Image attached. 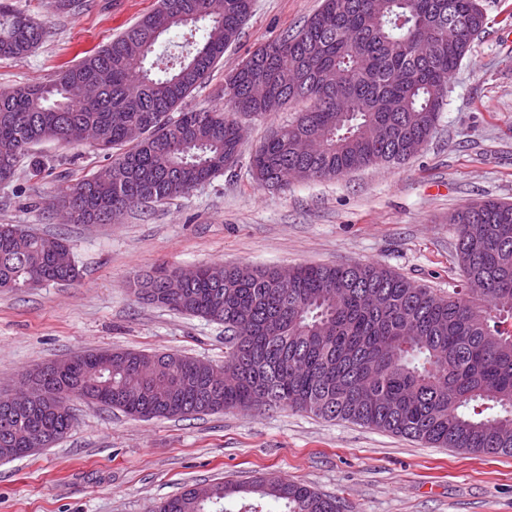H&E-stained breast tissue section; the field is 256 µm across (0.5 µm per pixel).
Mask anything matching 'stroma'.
<instances>
[{
  "label": "stroma",
  "mask_w": 512,
  "mask_h": 512,
  "mask_svg": "<svg viewBox=\"0 0 512 512\" xmlns=\"http://www.w3.org/2000/svg\"><path fill=\"white\" fill-rule=\"evenodd\" d=\"M158 0H16L47 28L23 59L0 58V88L51 83L153 11ZM322 0H253L236 44L193 91L192 109L223 106L224 78L260 46L296 31ZM487 25L448 82L447 105L421 151L396 167L268 191L249 155L299 111L242 118L232 174L115 224H68L62 186L107 166L87 145L42 141L40 173L20 164L0 183V224L64 238L78 281L0 289V393L30 368L98 349L174 352L220 366L224 327L138 300L136 274L159 265L290 267L371 263L440 292L458 283L448 216L487 198L512 202V0H485ZM66 438L0 461V512H153L188 485L288 479L336 498L342 512H512V457L431 448L291 408L135 419L73 402Z\"/></svg>",
  "instance_id": "stroma-1"
}]
</instances>
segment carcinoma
I'll return each mask as SVG.
<instances>
[{"mask_svg":"<svg viewBox=\"0 0 512 512\" xmlns=\"http://www.w3.org/2000/svg\"><path fill=\"white\" fill-rule=\"evenodd\" d=\"M482 0H323L294 33L257 50L271 58L224 88L230 107L170 118L239 36L252 0H160L158 7L49 85L0 91V181L43 140L88 144L112 158L108 178L62 188L80 201L69 224H95L105 211L163 204L224 173L243 149L237 116L264 118L293 102L308 107L250 157L264 186L331 179L407 160L428 140L448 98V81L486 27ZM472 29L448 37L449 21ZM163 34L201 32L170 67L148 58ZM44 25L0 0V58H23ZM139 126L144 137L128 140ZM456 225L462 288L437 293L371 264L212 265L168 290L163 266L136 278L135 291L181 314L224 325V383L207 365L175 353L99 350L44 378L49 398L26 410L0 404V460L51 445L73 428L55 398L80 389L89 403L131 417L292 408L420 441L434 448L512 457V203L487 199L448 217ZM60 237L0 224V287L18 292L33 274L74 282L78 267L54 262ZM241 493L284 503L286 512H341L336 499L287 480L194 484L154 512H224Z\"/></svg>","mask_w":512,"mask_h":512,"instance_id":"obj_1","label":"carcinoma"}]
</instances>
